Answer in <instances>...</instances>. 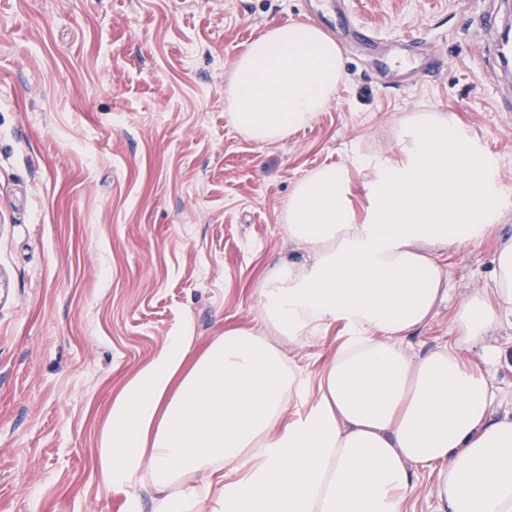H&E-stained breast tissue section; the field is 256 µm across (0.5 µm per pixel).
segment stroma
<instances>
[{"mask_svg":"<svg viewBox=\"0 0 512 512\" xmlns=\"http://www.w3.org/2000/svg\"><path fill=\"white\" fill-rule=\"evenodd\" d=\"M504 0H348L329 37L348 43L334 97L287 141L244 138L229 115L238 57L271 26L303 22L304 0H0V512H123L97 466L112 399L192 319L196 349L257 324V280L299 256L284 232L295 185L343 168L366 205L358 153L394 155L414 112L452 114L495 158L505 193L483 242L442 258L448 296L406 340L451 345L458 308L492 286L512 237V97L483 70L470 23ZM414 38L436 71L380 75L382 48L354 24ZM341 329L283 343L314 375ZM489 380L512 413V326Z\"/></svg>","mask_w":512,"mask_h":512,"instance_id":"stroma-1","label":"stroma"}]
</instances>
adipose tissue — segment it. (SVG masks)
<instances>
[{"mask_svg":"<svg viewBox=\"0 0 512 512\" xmlns=\"http://www.w3.org/2000/svg\"><path fill=\"white\" fill-rule=\"evenodd\" d=\"M342 74L319 28L273 26L237 59L234 125L258 144L283 142L331 100ZM392 157L364 155L366 217L344 171L324 166L286 205L297 258L264 270L258 325L226 327L195 352L192 322L113 399L99 436L105 484L151 487L152 512H408L417 471L437 472L450 512H512V417L494 415L487 339L512 324V237L494 255L491 297L455 314L456 345L410 352L405 341L448 294L441 251L481 241L498 219L496 161L448 114L416 112L394 131ZM342 324L318 395L280 344ZM479 345L465 364L457 348ZM207 474L196 483L198 474Z\"/></svg>","mask_w":512,"mask_h":512,"instance_id":"ef3b65f1","label":"adipose tissue"}]
</instances>
